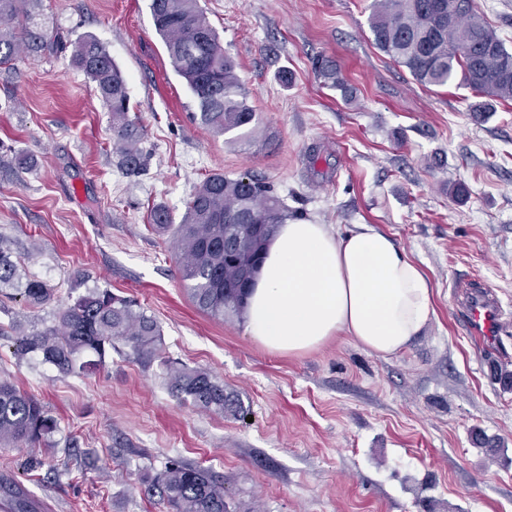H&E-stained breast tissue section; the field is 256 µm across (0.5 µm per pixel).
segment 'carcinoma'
<instances>
[{"instance_id":"obj_1","label":"carcinoma","mask_w":512,"mask_h":512,"mask_svg":"<svg viewBox=\"0 0 512 512\" xmlns=\"http://www.w3.org/2000/svg\"><path fill=\"white\" fill-rule=\"evenodd\" d=\"M39 0H0V67L14 68L26 55L52 54L67 48L57 33L36 20ZM369 27L377 49L406 68L424 87L455 81L483 100L474 112H493L494 103L512 101V51L475 8L474 0H372ZM150 10L172 65L196 100L193 118L213 132L251 134L258 118L234 59L210 24L199 0H151ZM71 62L96 87L112 112V150L122 172L136 176L147 168L144 129L128 117L130 97L121 70L107 49L92 37L73 43ZM324 84L350 97L336 63L314 62ZM274 186L254 175L206 176L191 194L181 221L159 206L153 225L172 231L174 256L192 303L218 320L240 316L262 256L279 225L298 219ZM11 249L0 238V284L17 275ZM25 303L40 307L54 288L31 277L21 292ZM160 328L138 302L105 288H92L59 308L53 325L23 336V354H35L63 375L98 370L117 340L131 344L142 357H158ZM168 386L183 402L218 415L240 410L238 399L201 368L162 361ZM57 429L44 407L7 379L0 380V447L35 448ZM166 512H234L224 482L206 469L173 462L148 478ZM13 512H30V501L15 482L0 483Z\"/></svg>"}]
</instances>
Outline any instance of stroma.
I'll use <instances>...</instances> for the list:
<instances>
[{
    "label": "stroma",
    "instance_id": "obj_1",
    "mask_svg": "<svg viewBox=\"0 0 512 512\" xmlns=\"http://www.w3.org/2000/svg\"><path fill=\"white\" fill-rule=\"evenodd\" d=\"M369 3L199 0L259 117L240 138L192 119L151 0H40L43 26L109 50L151 158L142 175L123 174L112 114L70 51L0 68V237L19 261L15 287L35 276L56 290L38 308L0 304V379L58 426L46 446L0 449V480L22 484L33 512H164L146 479L174 459L223 480L237 512H512V389L495 378L512 373V335L500 352L482 349L457 288L491 286L512 322V101L477 119L470 88L417 84L374 46ZM320 56L353 100L323 86ZM245 172L306 221L393 235L434 287L424 334L390 357L346 336L288 355L254 341L244 320L200 312L150 211L180 220L207 175ZM96 287L156 319L160 357L120 342L95 373L64 377L18 352L20 335ZM165 358L209 371L243 416L180 402ZM478 430L503 454L477 448Z\"/></svg>",
    "mask_w": 512,
    "mask_h": 512
}]
</instances>
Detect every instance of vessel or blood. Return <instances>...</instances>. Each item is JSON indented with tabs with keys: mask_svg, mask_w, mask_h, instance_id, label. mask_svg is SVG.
Instances as JSON below:
<instances>
[{
	"mask_svg": "<svg viewBox=\"0 0 512 512\" xmlns=\"http://www.w3.org/2000/svg\"><path fill=\"white\" fill-rule=\"evenodd\" d=\"M461 312L467 332L482 344L496 342L507 327L497 295L480 282L467 283Z\"/></svg>",
	"mask_w": 512,
	"mask_h": 512,
	"instance_id": "1",
	"label": "vessel or blood"
}]
</instances>
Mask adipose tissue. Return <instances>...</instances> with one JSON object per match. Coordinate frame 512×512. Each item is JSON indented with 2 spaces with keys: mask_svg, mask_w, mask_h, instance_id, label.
I'll return each instance as SVG.
<instances>
[{
  "mask_svg": "<svg viewBox=\"0 0 512 512\" xmlns=\"http://www.w3.org/2000/svg\"><path fill=\"white\" fill-rule=\"evenodd\" d=\"M246 332L291 355L347 336L378 355L407 349L435 316L433 288L406 249L370 224L280 225L248 291Z\"/></svg>",
  "mask_w": 512,
  "mask_h": 512,
  "instance_id": "adipose-tissue-1",
  "label": "adipose tissue"
}]
</instances>
